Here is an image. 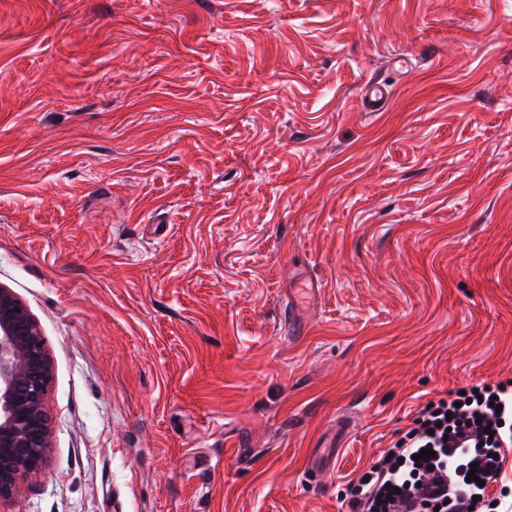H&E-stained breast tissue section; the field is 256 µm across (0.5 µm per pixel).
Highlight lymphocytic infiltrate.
Segmentation results:
<instances>
[{"label": "lymphocytic infiltrate", "mask_w": 512, "mask_h": 512, "mask_svg": "<svg viewBox=\"0 0 512 512\" xmlns=\"http://www.w3.org/2000/svg\"><path fill=\"white\" fill-rule=\"evenodd\" d=\"M512 447V380L428 401L406 437L358 482L350 512H474L503 479ZM433 457L423 461L422 449Z\"/></svg>", "instance_id": "lymphocytic-infiltrate-1"}]
</instances>
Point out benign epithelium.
Instances as JSON below:
<instances>
[{
  "mask_svg": "<svg viewBox=\"0 0 512 512\" xmlns=\"http://www.w3.org/2000/svg\"><path fill=\"white\" fill-rule=\"evenodd\" d=\"M50 382L40 326L14 292L0 285V501L46 462Z\"/></svg>",
  "mask_w": 512,
  "mask_h": 512,
  "instance_id": "obj_1",
  "label": "benign epithelium"
}]
</instances>
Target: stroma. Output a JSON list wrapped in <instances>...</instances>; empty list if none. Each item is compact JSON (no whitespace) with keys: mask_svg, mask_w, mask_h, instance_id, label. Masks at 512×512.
Wrapping results in <instances>:
<instances>
[{"mask_svg":"<svg viewBox=\"0 0 512 512\" xmlns=\"http://www.w3.org/2000/svg\"><path fill=\"white\" fill-rule=\"evenodd\" d=\"M0 285L52 364L0 512H348L512 379V0H0ZM388 99L387 90L378 82L368 83L362 99L365 112H380L385 108Z\"/></svg>","mask_w":512,"mask_h":512,"instance_id":"1","label":"stroma"}]
</instances>
